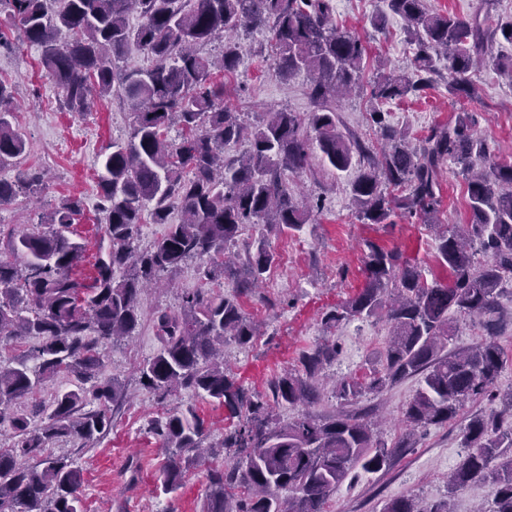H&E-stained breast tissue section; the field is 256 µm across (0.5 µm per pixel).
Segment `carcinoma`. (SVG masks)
Returning a JSON list of instances; mask_svg holds the SVG:
<instances>
[{
  "label": "carcinoma",
  "mask_w": 512,
  "mask_h": 512,
  "mask_svg": "<svg viewBox=\"0 0 512 512\" xmlns=\"http://www.w3.org/2000/svg\"><path fill=\"white\" fill-rule=\"evenodd\" d=\"M7 0L27 41L41 49L45 75L69 112H86L95 97L116 96L132 116V133L103 155L105 174L98 187L99 207L107 213L110 250L95 262L92 282L75 276L84 246L68 236L83 211L79 197H68L45 217L49 230L10 237V251L22 265L0 258V346L29 337L41 343L9 363L0 360V420L14 429L10 449L0 450V512H83L82 472L65 456L48 452V443L71 438L93 443L112 426L113 409L124 388L101 380L100 347L131 336L140 322L139 296L186 260L202 262V278L233 282L231 296L207 288L185 292L179 310L156 312L153 328L162 347L139 369L143 386L163 401L191 388L224 405L236 420L224 434V447L236 462L208 475L203 512H325L336 489L360 472H387L405 448L406 438L388 445L370 427L371 410L349 406L368 394L376 397L400 381L423 376L404 411L413 429L445 426L467 402L500 401L512 415V391L500 393L504 365L496 314L499 299L512 288V163L491 159L474 134V119L459 112L448 125H435L419 147L386 123L380 105L419 96L444 78L448 94L475 98L479 88L468 77L487 43L512 45V19L485 26L454 14L433 13L425 0H382L370 19L384 27L387 14L401 18L413 51L409 72L377 73L370 81L371 118L383 147L375 152L339 129V94L363 87L362 41L332 22V0ZM142 18L128 25L130 12ZM73 38L58 43L60 28ZM265 28L274 47L272 73L281 80L304 71L311 77L316 110L269 112L253 127L224 105V79L238 72L241 52L224 42L223 79H214L215 62L200 52L213 39L238 30ZM135 43L154 60L144 71L117 70ZM11 86L0 79V166L25 153L23 135L13 125ZM181 138H167L172 126ZM246 139L249 149L227 159L224 147ZM316 143L331 166L345 171L357 163L351 184L355 218L362 224H388L398 214L420 215L436 230L440 273L423 275L395 249L368 243L365 282L347 300L322 316L324 330L353 320L383 318L390 339L381 368L368 379L343 377L331 392L340 409L331 414L306 411L282 419L278 409L319 400L316 379L336 361V342L325 340L303 352L298 366L275 376L268 393L247 395L224 365V341L246 346L258 336L239 297L253 292L276 261L270 236L299 231L311 219L295 202L285 173H298ZM461 166L470 221L448 227L435 223L442 206V164ZM44 185L43 173L20 170L0 178V205ZM178 224L142 250L140 224L148 217ZM260 226L245 261L226 256L228 246L248 226ZM486 257L476 260V254ZM484 319L488 339L448 351V313ZM37 361L33 367L29 360ZM63 374L73 389L54 396L42 424L29 429L28 417L7 415L19 401ZM169 452L161 469V489L177 492L202 452L203 421L188 408L151 425ZM464 457L451 475L455 490L471 482L494 486L491 512H512V429L502 420L475 413L463 429ZM37 463L27 465L25 461ZM498 461L491 468L492 461ZM381 512H452L448 500L422 509L410 497L384 503Z\"/></svg>",
  "instance_id": "obj_1"
}]
</instances>
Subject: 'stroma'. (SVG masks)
<instances>
[{
    "label": "stroma",
    "instance_id": "35a3bbf8",
    "mask_svg": "<svg viewBox=\"0 0 512 512\" xmlns=\"http://www.w3.org/2000/svg\"><path fill=\"white\" fill-rule=\"evenodd\" d=\"M441 13L469 19L512 17V0H497L487 7L485 0H428ZM333 21L360 38L367 48L366 73L377 65L401 71L411 67L412 52L404 42L403 22L389 16L385 30L374 29L369 20L381 7L380 0H333ZM0 29L9 44L0 47V77L13 85L15 124L24 136L27 150L23 164L45 170L47 188L35 197H18L0 206V255H7L11 234L39 225L42 217L70 196L83 198L85 209L72 226L73 237L86 246L77 270L93 275L95 256L106 253L110 242L105 233V215L98 208L99 160L112 143L127 141L132 116L118 99L96 101L86 112H69L60 106L54 84L40 65V49L27 42L19 22L9 8L0 9ZM242 60L234 80L225 90L224 102L240 112L246 123H256L263 113L278 109L308 115L315 109L309 96L310 79L299 73L280 80L270 73L272 51L266 31L238 33ZM512 55V45L489 43L475 78L481 87L479 98L467 100L449 96L445 87L427 91L420 97L384 105L388 120L419 140L428 128L453 122L459 109L472 112L475 129L491 154L512 160V83L496 68L499 58ZM341 130L351 138L371 143L375 132L370 104L365 95H353L337 106ZM355 170L339 171L323 160L317 148H310L308 165L289 175L288 183L297 201L321 202L301 231L271 238L277 263L265 282L243 298L244 311L262 323V334L252 344L224 345V362L236 374L248 393H263L269 381L283 369L294 367L299 354L324 336L336 340L340 353L328 367L334 377L363 375L377 367L385 348L389 327L385 320H355L325 333L322 315L360 289L365 281L363 257L366 242L396 249L416 263L424 273L436 268V241L420 219L396 216L388 224H361L353 215L350 184ZM443 207L439 218L448 225L467 223L470 217L465 199V182L459 166H443ZM199 261L185 262L169 273L171 288L148 289L140 296L141 322L132 338L121 344L104 346L99 377L117 379L128 397L114 412L109 433L99 441L83 445L78 441H55L53 454L71 457L83 473L81 497L86 512H201L207 473L218 464L231 465L232 453L223 448L229 426L223 406L193 390H179L165 403L140 382L139 367L161 348L153 330L157 310L176 308L181 293L208 284L199 275ZM214 293L229 294L230 281L209 284ZM420 385L419 377L404 380L380 397L365 396L361 406L374 409L373 419L383 439L395 442L404 432L403 411ZM194 408L204 422V444L211 454L197 459L176 493L156 488L166 455L161 441L150 433L152 422L166 414ZM499 403H469L455 419L442 427L418 433L414 447L405 449L387 475L366 474L355 482H344L327 504L326 512H380L385 501L414 497L426 506L447 493L448 475L464 456L461 429L476 411L491 414ZM138 472H131V465Z\"/></svg>",
    "mask_w": 512,
    "mask_h": 512
}]
</instances>
